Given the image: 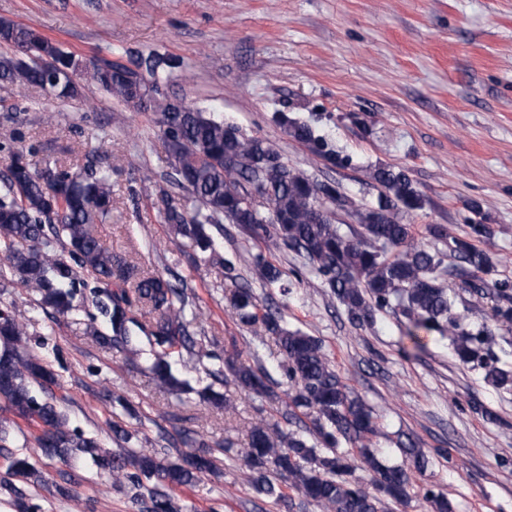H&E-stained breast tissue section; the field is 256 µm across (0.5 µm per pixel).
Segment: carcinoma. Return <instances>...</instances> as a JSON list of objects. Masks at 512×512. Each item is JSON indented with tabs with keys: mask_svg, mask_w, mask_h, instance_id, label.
I'll use <instances>...</instances> for the list:
<instances>
[{
	"mask_svg": "<svg viewBox=\"0 0 512 512\" xmlns=\"http://www.w3.org/2000/svg\"><path fill=\"white\" fill-rule=\"evenodd\" d=\"M0 82L34 85L56 98L78 96L79 82L108 98L138 110L150 108L166 139L170 158L167 183L188 193L175 199L160 190L161 212L177 237L191 240L203 254L214 251L209 226L229 220L268 250L286 248L309 265L330 296L355 326L370 324L376 315L392 312L403 318L413 348L423 347L421 333L448 341L457 359L481 371L495 390H512V281L495 275L501 259L479 247L494 236L493 227L475 221L465 237L448 235L440 224L429 234L444 249L429 250L415 242L412 225L403 215L423 208L420 192L402 169L378 166L371 178L383 188L374 207L352 209L339 186L311 178L288 165L269 141L224 123L205 112L167 100L162 84L181 62L164 55L129 57L128 62L100 61L67 51L32 26L0 19ZM288 135L332 165L342 158L304 122L282 113ZM258 194L270 209L256 204ZM343 209L346 222L336 216ZM112 217V168L98 158L87 163L46 164L38 169L21 153L12 156L0 193V255L22 282L42 290L40 306L65 316L74 310L80 284L78 270L93 276L92 305L110 333L93 330L95 340L115 349L132 344L134 331L151 348L149 370L157 387L181 395L192 391L179 377L175 359L198 354L221 361L214 379L231 376L253 399H279L274 380L261 366L240 357L222 358L212 343L192 329L196 313L186 314V288L160 273H143L112 250L95 231ZM451 257L449 265L445 259ZM263 282L283 287L285 273L258 253L253 256ZM459 279L476 301L490 300V321L465 323L454 313L456 298L448 281ZM238 320L256 334L276 342L279 369L286 380L287 420H309L313 440L283 430L263 419L248 433L247 447L237 451L240 469L258 493L290 508L287 490L303 494L323 512H383L386 504L408 505L414 484L408 469L391 465L377 448V416L364 398L336 372L322 341L289 329L280 310L259 303L248 285L228 297ZM26 325L0 311V401L15 417L37 423V447L50 458L68 461L88 456L100 471L119 484L148 493L145 512H179L170 489L191 486L215 468L212 449L182 429L189 447L171 459L167 450L123 448L109 451L93 435L70 428L55 397L40 400L34 387L49 389L55 375L40 358L23 351ZM416 469L426 455L407 440L400 443ZM368 472L355 475V462ZM9 475L23 485L42 482L40 471L24 453L10 457ZM423 499L432 512H454L440 491L425 488Z\"/></svg>",
	"mask_w": 512,
	"mask_h": 512,
	"instance_id": "cac0c4a2",
	"label": "carcinoma"
}]
</instances>
